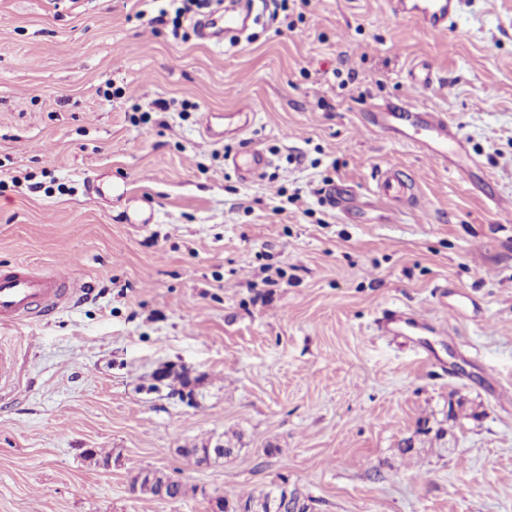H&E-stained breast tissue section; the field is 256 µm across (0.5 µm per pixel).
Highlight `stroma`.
<instances>
[{
	"mask_svg": "<svg viewBox=\"0 0 512 512\" xmlns=\"http://www.w3.org/2000/svg\"><path fill=\"white\" fill-rule=\"evenodd\" d=\"M384 8L255 0L250 36L215 46L151 27L153 0H0V266L79 286L0 328V512H213L277 484L310 512H512V216L487 198L512 201V0L443 34ZM242 89L273 161L251 181L239 138L201 126ZM402 102L446 113L464 154L368 128ZM388 166L426 213L376 201ZM142 470L200 492L132 493Z\"/></svg>",
	"mask_w": 512,
	"mask_h": 512,
	"instance_id": "stroma-1",
	"label": "stroma"
}]
</instances>
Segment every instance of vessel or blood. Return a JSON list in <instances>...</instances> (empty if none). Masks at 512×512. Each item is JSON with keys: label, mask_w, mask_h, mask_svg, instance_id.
Here are the masks:
<instances>
[{"label": "vessel or blood", "mask_w": 512, "mask_h": 512, "mask_svg": "<svg viewBox=\"0 0 512 512\" xmlns=\"http://www.w3.org/2000/svg\"><path fill=\"white\" fill-rule=\"evenodd\" d=\"M385 4L383 19L403 17L422 30L443 33L462 13L465 0H385ZM249 19V14L239 12L236 0H231L226 8L215 9L198 19L195 28L200 40L220 45L225 39L243 33ZM369 124L383 132L398 124L406 126L407 138L434 163L447 162L449 151L461 147L457 131L443 113L422 112L405 103L371 113ZM231 163L242 179L252 180L264 174L270 160L263 152L246 145L232 156ZM413 189V178L401 175L392 166L381 169L376 177V195L389 204L418 206ZM77 291L66 271L40 276L24 264L0 269V325H14L54 311Z\"/></svg>", "instance_id": "b4317fda"}]
</instances>
